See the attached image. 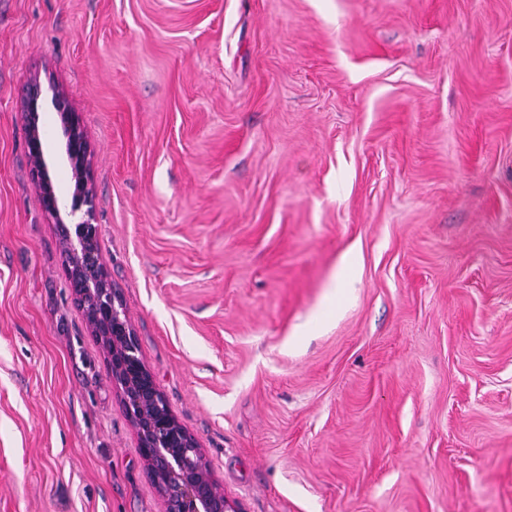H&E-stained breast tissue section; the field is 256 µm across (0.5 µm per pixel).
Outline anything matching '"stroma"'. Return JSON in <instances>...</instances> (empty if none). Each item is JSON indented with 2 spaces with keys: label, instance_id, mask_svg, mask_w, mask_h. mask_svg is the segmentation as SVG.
Segmentation results:
<instances>
[{
  "label": "stroma",
  "instance_id": "obj_1",
  "mask_svg": "<svg viewBox=\"0 0 512 512\" xmlns=\"http://www.w3.org/2000/svg\"><path fill=\"white\" fill-rule=\"evenodd\" d=\"M36 78L228 498L512 512V0H0V512H164L32 175Z\"/></svg>",
  "mask_w": 512,
  "mask_h": 512
}]
</instances>
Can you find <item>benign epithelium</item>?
<instances>
[{
	"label": "benign epithelium",
	"mask_w": 512,
	"mask_h": 512,
	"mask_svg": "<svg viewBox=\"0 0 512 512\" xmlns=\"http://www.w3.org/2000/svg\"><path fill=\"white\" fill-rule=\"evenodd\" d=\"M40 96L37 79L29 86L25 101L31 122L28 154L33 177L43 206L59 229L75 301L106 353L126 416L137 431L147 475L163 499L165 512H243L220 489L196 439L172 414L154 376L137 355L136 331L123 314L121 295L101 262L96 226L88 218L72 232L62 218L66 202L53 184L36 122ZM55 106L65 130L67 160L76 175L74 212L92 203L87 177L89 143L78 115L66 106L60 91L55 92Z\"/></svg>",
	"instance_id": "obj_1"
}]
</instances>
